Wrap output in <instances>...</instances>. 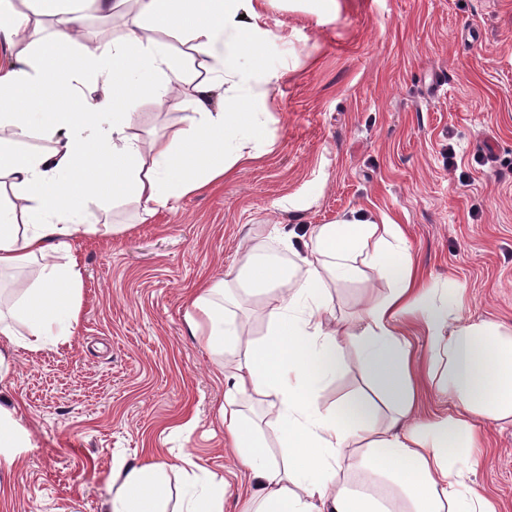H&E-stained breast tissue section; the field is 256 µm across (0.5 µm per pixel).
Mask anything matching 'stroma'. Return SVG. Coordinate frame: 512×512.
Returning <instances> with one entry per match:
<instances>
[{"label": "stroma", "mask_w": 512, "mask_h": 512, "mask_svg": "<svg viewBox=\"0 0 512 512\" xmlns=\"http://www.w3.org/2000/svg\"><path fill=\"white\" fill-rule=\"evenodd\" d=\"M315 6L267 9L273 37L256 53L288 75L270 93L273 144L259 160L145 222L135 203H90L93 221L122 230L73 242L69 344L11 354L0 405L19 406L32 437L0 473V512H107L120 467L180 453L223 476L224 512H242L251 480L224 447L226 382L184 313L251 247L289 264L274 225L300 235L357 212L391 219L429 284L462 289L463 318L512 329V0H336L323 20ZM436 79L447 85L435 95ZM186 116L181 98H143L130 132L148 140ZM386 291L371 274L338 286L334 314ZM479 427L488 446L470 478L512 512V423Z\"/></svg>", "instance_id": "obj_1"}]
</instances>
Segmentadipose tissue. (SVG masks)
<instances>
[{
  "instance_id": "adipose-tissue-1",
  "label": "adipose tissue",
  "mask_w": 512,
  "mask_h": 512,
  "mask_svg": "<svg viewBox=\"0 0 512 512\" xmlns=\"http://www.w3.org/2000/svg\"><path fill=\"white\" fill-rule=\"evenodd\" d=\"M133 2L159 36L100 30L95 47L57 68L85 9L108 16ZM269 0H0V271L40 263L34 283H16L0 313V378L9 352L69 343L81 312L79 234L117 232L92 224L88 203H136L141 219L182 195L205 190L271 145L269 91L287 75L253 54L267 37ZM33 54L15 53L23 34ZM187 126L143 142L130 136L131 98L157 102L183 88ZM39 135L44 152L23 148ZM292 265L250 249L219 281L207 282L184 315L191 334L233 371L219 417L230 449L255 480L250 512H500L468 482L487 445L476 422L512 423V333L493 321H465L462 291L423 285L401 225L354 217L312 226ZM67 263H58L59 255ZM374 271L388 292L351 322L332 314L331 286ZM256 298L268 336L257 340L229 311ZM427 338V375L456 410L426 423L415 416L412 325ZM369 392L322 408L321 389L345 364L344 343ZM261 398L287 456L276 459L240 402ZM17 409L0 406V472L29 447ZM182 492L169 507L167 479ZM224 479L191 456L124 468L112 480L109 512H224Z\"/></svg>"
}]
</instances>
